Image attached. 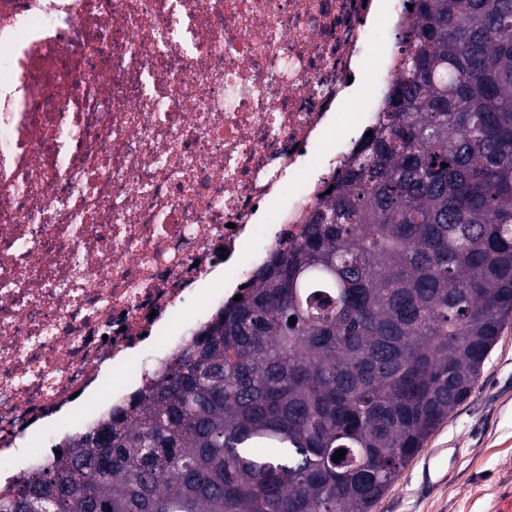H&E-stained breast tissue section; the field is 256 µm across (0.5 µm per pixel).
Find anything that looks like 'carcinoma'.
Returning <instances> with one entry per match:
<instances>
[{"instance_id":"1","label":"carcinoma","mask_w":512,"mask_h":512,"mask_svg":"<svg viewBox=\"0 0 512 512\" xmlns=\"http://www.w3.org/2000/svg\"><path fill=\"white\" fill-rule=\"evenodd\" d=\"M406 2L299 237L0 512H372L467 400L512 319V0Z\"/></svg>"}]
</instances>
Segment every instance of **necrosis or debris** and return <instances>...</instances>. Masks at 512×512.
Wrapping results in <instances>:
<instances>
[{
	"mask_svg": "<svg viewBox=\"0 0 512 512\" xmlns=\"http://www.w3.org/2000/svg\"><path fill=\"white\" fill-rule=\"evenodd\" d=\"M402 0H0V448L92 428L172 351L189 293L232 296L377 122Z\"/></svg>",
	"mask_w": 512,
	"mask_h": 512,
	"instance_id": "4bbe7bcc",
	"label": "necrosis or debris"
}]
</instances>
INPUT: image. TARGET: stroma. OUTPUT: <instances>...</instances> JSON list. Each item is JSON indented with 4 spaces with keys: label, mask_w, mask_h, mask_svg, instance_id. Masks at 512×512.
<instances>
[{
    "label": "stroma",
    "mask_w": 512,
    "mask_h": 512,
    "mask_svg": "<svg viewBox=\"0 0 512 512\" xmlns=\"http://www.w3.org/2000/svg\"><path fill=\"white\" fill-rule=\"evenodd\" d=\"M512 492V322L470 395L408 462L373 512H494Z\"/></svg>",
    "instance_id": "35a3bbf8"
}]
</instances>
